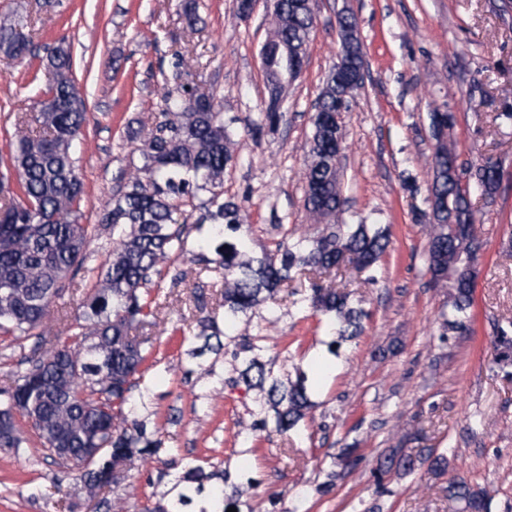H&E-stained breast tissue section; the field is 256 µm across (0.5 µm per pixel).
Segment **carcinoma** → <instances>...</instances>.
<instances>
[{"mask_svg": "<svg viewBox=\"0 0 512 512\" xmlns=\"http://www.w3.org/2000/svg\"><path fill=\"white\" fill-rule=\"evenodd\" d=\"M274 48L288 44L307 47L316 16L305 0H274ZM31 51V38L16 26L0 23V57L14 60ZM51 82L38 102L32 120H16L11 165L18 176L19 192L0 204V331L18 339L36 338L32 353L15 385L0 391V450H18L24 439L15 424V413L31 421L45 450L65 461L85 462L81 481L94 498L112 486L111 471L126 469L133 460L159 457L162 442L146 435L134 418L137 402L132 389L141 380L146 340L140 328L158 325L161 265L180 246L183 229L174 223L178 202L192 199L199 191L209 193L203 203L200 224L213 225L205 247L214 257L202 258L204 269L224 282V322L247 314L275 299L280 288L298 271L323 272L338 266L348 255L350 262L370 271L389 244L386 231L367 224H329L314 239L298 238L276 254L249 256L241 238L227 235L241 229L243 220L237 201L224 197V169L235 156V141L224 126V115L214 95H202L181 82L187 61L174 54L166 82L174 88L164 92L165 108L150 130H132L128 140L139 142L143 165L122 176L112 200L97 223L81 222L80 205L84 183L77 173L73 147L87 123L85 106L73 77L71 46L61 39L44 47L42 57ZM346 87L328 75L317 98L315 112L336 109ZM305 172L308 211L318 219L336 217L343 210L336 177V135L312 117ZM455 156L445 144H436L431 192L448 199V211L428 224V271L432 283L448 289V316L443 327L453 334L469 331L468 310L477 270L469 269L471 250L466 230L450 223L453 212L467 210L470 201L462 180L439 173V155ZM464 174L474 181L485 199L494 201L501 171L486 159L470 164ZM112 233V249L96 274L97 288L76 305L73 317L63 320V332L74 343L56 337L47 344L45 330L52 320L51 307L70 288L68 275L83 268L90 244L101 230ZM301 303L315 311L332 314L339 323L342 340L356 337L362 311L351 305L349 294L317 286ZM218 315L197 322L195 338L201 344L195 356L219 354L222 331ZM217 343H211L212 339ZM495 344L499 363L512 364V336L498 327ZM259 346L248 343L242 352L243 380L258 389L256 411L274 412L276 429L287 433L302 421L311 404L301 381L274 374L272 368L253 356ZM431 470L448 473V458L433 451L420 457ZM415 470V458L395 448L377 469V478L391 471L398 475ZM211 478L203 466L186 463L176 479L179 488L170 508L153 512H187L195 497L206 495L199 512H227L232 497L224 487H207ZM454 512H490L485 491L463 477H453L444 487Z\"/></svg>", "mask_w": 512, "mask_h": 512, "instance_id": "carcinoma-1", "label": "carcinoma"}]
</instances>
